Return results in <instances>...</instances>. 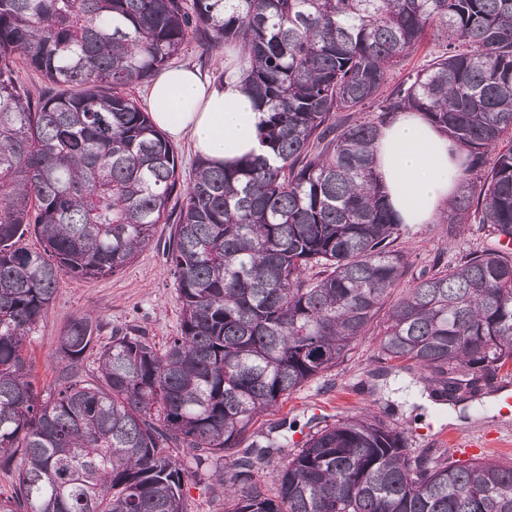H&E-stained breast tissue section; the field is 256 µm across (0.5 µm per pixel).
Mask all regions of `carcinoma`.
Returning a JSON list of instances; mask_svg holds the SVG:
<instances>
[{"instance_id": "carcinoma-1", "label": "carcinoma", "mask_w": 512, "mask_h": 512, "mask_svg": "<svg viewBox=\"0 0 512 512\" xmlns=\"http://www.w3.org/2000/svg\"><path fill=\"white\" fill-rule=\"evenodd\" d=\"M431 29V59L387 90ZM189 39L240 50L265 118L262 154L199 157L185 186L176 148L124 88ZM20 63L43 76L39 94ZM407 110L466 151L442 223L494 235L416 282L380 340L452 402L512 362V145L499 147L512 0H0V466L17 474L0 512H188L185 487L202 482L224 512H512V462L412 458L404 432L369 414L308 434L271 477L272 439L235 456L259 415L336 365L402 276L404 225L372 148ZM160 224L180 334L158 349L115 330L102 346V320L79 316L59 339L63 382L41 395L24 347L61 278L116 274ZM29 234L41 249L21 245Z\"/></svg>"}]
</instances>
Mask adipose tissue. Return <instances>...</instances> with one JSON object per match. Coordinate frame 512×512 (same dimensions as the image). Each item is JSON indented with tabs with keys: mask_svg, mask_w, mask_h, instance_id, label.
Masks as SVG:
<instances>
[{
	"mask_svg": "<svg viewBox=\"0 0 512 512\" xmlns=\"http://www.w3.org/2000/svg\"><path fill=\"white\" fill-rule=\"evenodd\" d=\"M149 101L158 128L174 139L189 137L196 153L212 163L232 164L261 151L263 113L237 70L220 84L190 67L164 70L152 83ZM460 160L458 146L418 113H400L381 129L376 171L401 223L438 222L459 191Z\"/></svg>",
	"mask_w": 512,
	"mask_h": 512,
	"instance_id": "ef3b65f1",
	"label": "adipose tissue"
}]
</instances>
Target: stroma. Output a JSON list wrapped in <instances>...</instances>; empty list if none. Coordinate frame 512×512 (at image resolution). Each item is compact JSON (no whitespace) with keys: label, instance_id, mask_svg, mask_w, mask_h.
I'll return each mask as SVG.
<instances>
[{"label":"stroma","instance_id":"35a3bbf8","mask_svg":"<svg viewBox=\"0 0 512 512\" xmlns=\"http://www.w3.org/2000/svg\"><path fill=\"white\" fill-rule=\"evenodd\" d=\"M168 235V225H159L153 243L114 276L68 278L61 283L29 344L34 383L42 393L54 391L60 383L59 337L80 315L93 313L102 319L107 326L100 336L104 344L109 342L111 330L118 328L142 330L159 348L179 334L175 279L163 252ZM491 242L487 230L476 224L465 225L453 234L444 224H419L402 231L395 247L406 254L408 265L366 332L336 366L303 384L253 425V439L270 436L281 442L273 451L271 469L287 463L309 431L366 410L386 425L405 430L410 456L427 454L453 463L457 456L448 435L496 432L505 445L489 449L488 457L512 459V412L499 409L505 397H512V365L499 371L478 396L454 403L451 413L444 415L438 404L423 397L424 386L416 370L384 360L379 351L388 311L398 297L421 276L455 264L462 253Z\"/></svg>","mask_w":512,"mask_h":512}]
</instances>
